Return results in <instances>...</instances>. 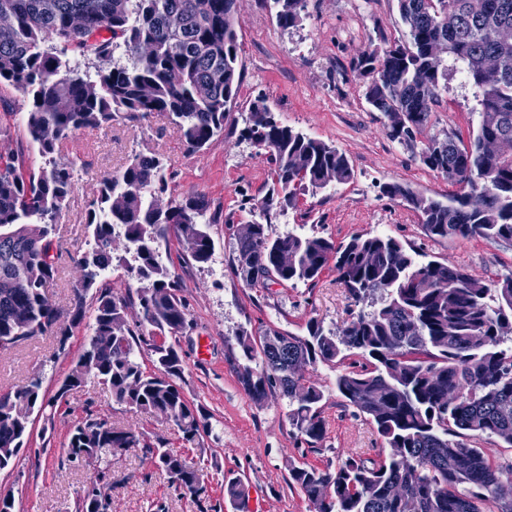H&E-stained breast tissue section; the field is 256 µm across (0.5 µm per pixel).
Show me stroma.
I'll use <instances>...</instances> for the list:
<instances>
[{
  "label": "stroma",
  "instance_id": "stroma-1",
  "mask_svg": "<svg viewBox=\"0 0 512 512\" xmlns=\"http://www.w3.org/2000/svg\"><path fill=\"white\" fill-rule=\"evenodd\" d=\"M238 20L243 78L237 103L223 134L204 150L188 149L163 113L139 123L87 129L66 143L62 159H79L84 168L58 219L59 274L46 288L52 304L66 308L71 303L74 260L87 248L85 210L101 178L121 170L135 153L163 154L174 173L169 196L201 195L208 214L237 217L244 196L262 197L270 164L242 136L250 108L259 101L283 123L343 150L353 166L349 182L301 193L296 206L278 219L275 231L294 229L338 243L355 234L384 233L416 249L423 260L461 266L486 281L512 275V247L481 238L429 237L406 203L381 192L384 184L394 182L438 198L454 190L444 176L424 167L415 152L387 136L382 114L364 98L366 80L354 68L356 58L379 37L406 39L397 0H307L299 21L289 28L279 26L264 0H239ZM26 109L18 91L0 86V160L19 154L25 167L36 169L44 160L28 144ZM479 121L474 87L455 77L434 107L427 132L440 137L450 132L466 140ZM208 232L214 253L207 263L194 262L174 236L161 243L160 254L179 276L189 320L179 337L184 364L179 385L190 402L206 408L209 436L200 447H191L171 422L117 404L108 390L87 384L68 397L54 419L35 416L26 447L12 468L0 471V494L13 496L15 512H75L92 470L69 463L66 452L72 425L89 409L116 425L144 429L172 453L196 460L218 458L219 468L208 471L216 512H233L223 494L229 473L247 484L249 512H313L304 495L288 485L292 467L306 463L323 468L349 456L377 462L386 456L373 425L338 395L335 365L320 363L303 373L305 382L316 383L324 393L326 436L313 448L294 435L286 397L274 389L264 402L254 403L238 379L243 358L236 338L241 331L302 336L309 318L334 331L358 313L335 273L325 271L312 284L251 288L233 271L237 226L212 224ZM89 335L81 325L63 344L47 333L1 351L0 391L24 386L38 371L44 391L55 394ZM109 495L112 512H157L161 503L169 512H196L190 498L153 469L139 448L113 459Z\"/></svg>",
  "mask_w": 512,
  "mask_h": 512
}]
</instances>
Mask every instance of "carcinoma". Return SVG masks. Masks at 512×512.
Instances as JSON below:
<instances>
[{
	"label": "carcinoma",
	"mask_w": 512,
	"mask_h": 512,
	"mask_svg": "<svg viewBox=\"0 0 512 512\" xmlns=\"http://www.w3.org/2000/svg\"><path fill=\"white\" fill-rule=\"evenodd\" d=\"M283 28L293 26L306 0H272ZM238 0H0V85L28 103L29 143L45 166L25 172L0 164V349L22 345L52 329L67 336L85 322L94 304L91 335L54 396L43 376L0 392V471L13 466L32 430L34 413L51 418L67 394L90 381L121 405L171 420L182 439L198 445L209 435L208 414L188 401L176 383L184 372L177 336L187 325L177 294L178 277L159 262L171 233L192 259H211L213 242L200 196L163 201L173 172L162 155L138 153L117 175L102 179L85 213L90 249L76 260L70 308L54 306L47 284L58 274L57 217L66 207L79 164L58 154L87 128L138 122L163 112L194 151L224 132L236 104L243 65ZM407 40L380 37L359 55L355 68L367 79L365 99L387 119V136L415 148L419 161L459 190L437 199L410 186L388 183L383 193L418 213L432 237L482 238L512 246V155L497 157L486 143L512 139V46L496 39L512 25V0H398ZM450 43L449 63L431 47ZM124 49L128 62H114ZM507 59L498 74L484 69L492 54ZM94 59L95 72L77 59ZM464 71L477 89L480 122L467 144L448 134L426 136L431 106L448 89V74ZM242 137L263 150L271 185L250 204L249 233L237 235L235 273L250 288L314 283L333 269L354 303H370L337 332L310 318L304 336L242 331L237 345L247 363L239 379L250 399L264 401L278 388L292 405L291 426L310 445L326 423L323 391L294 376L295 364L339 363L336 392L375 426L388 455L378 463L347 457L336 467L295 466L289 482L320 512H512V483L467 440L494 437L512 448V275L486 282L462 267L420 261L400 240L381 233L335 243L323 236L276 235L271 224L295 205L297 191L325 189L353 176L347 155L280 122L255 104ZM123 254H118V248ZM133 257L130 268L144 286L137 292L139 320L131 328L130 300L112 291L114 261ZM154 370L138 359L143 347ZM356 360L345 363L349 356ZM256 366H251V362ZM142 448L175 488L201 501L204 467L169 452L142 429L112 425L86 412L70 431L67 461L84 452L112 460ZM224 497L243 508L248 492L236 476L224 478ZM93 495L76 512H107Z\"/></svg>",
	"instance_id": "obj_1"
}]
</instances>
